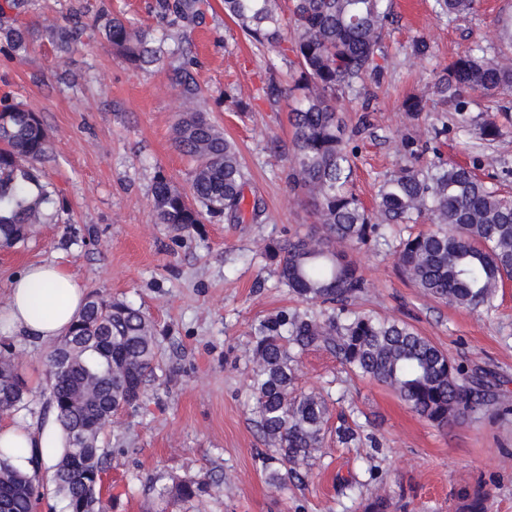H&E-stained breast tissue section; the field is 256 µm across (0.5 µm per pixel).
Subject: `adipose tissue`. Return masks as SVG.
<instances>
[{"label": "adipose tissue", "mask_w": 512, "mask_h": 512, "mask_svg": "<svg viewBox=\"0 0 512 512\" xmlns=\"http://www.w3.org/2000/svg\"><path fill=\"white\" fill-rule=\"evenodd\" d=\"M85 302L84 290L63 266L55 262L29 265L9 288V303L0 310V328L41 342L63 336ZM64 446L60 429L52 423L0 425V447L8 449L12 464L28 469L33 449H40L46 464H54Z\"/></svg>", "instance_id": "adipose-tissue-1"}]
</instances>
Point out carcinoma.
<instances>
[{
  "mask_svg": "<svg viewBox=\"0 0 512 512\" xmlns=\"http://www.w3.org/2000/svg\"><path fill=\"white\" fill-rule=\"evenodd\" d=\"M282 0H224V14L246 39L279 55L292 54L295 72L286 87L271 82L264 94L291 101V148L284 169L288 185L309 206L311 230L266 246L279 276L306 302L336 306L319 320L305 314H280L259 324L253 346L255 369L251 395L264 438L277 449L279 466L269 482L280 487L323 446L331 411L326 399L298 388L299 355L323 347L352 371L390 388L416 414L445 427L496 401L484 378L456 365L429 338L404 322L348 313L346 303L365 288L348 249L380 235L384 224L432 227L400 242L395 261L403 277L426 296L451 306L489 311L498 290L512 281V197L475 170L442 157L440 144L448 125L433 129V146L402 143L408 162L380 185L375 207L367 208L353 192L354 150L348 149L340 116L352 93L360 111L371 109L364 82L381 71L378 58L391 16L390 0H292L284 17ZM202 0H156L160 22L199 18ZM479 0H433L432 10L450 21L478 10ZM105 44L126 63L145 69L161 61L162 48L148 31L124 16L102 9L92 17ZM86 22L72 15L45 26L60 52L69 51ZM506 49L480 45L463 50L448 67L434 73L435 93L466 109V92L485 95L512 90V23L501 25ZM0 41L19 56L29 53L27 24H0ZM175 84L185 112L175 124V148L195 163L189 192L158 174L152 188L157 219L176 230L210 218L242 219L247 185L236 145L224 137L200 109L201 90L180 73ZM476 138L503 135L495 115L475 127ZM432 151L434 159L419 165ZM53 156V142L39 116L0 98V246L12 247L46 224L59 200L37 165ZM193 197L194 203L188 202ZM17 355L0 350V413H37L20 381ZM46 412L62 430L65 446L53 466V491L67 512H106L101 487L107 449L100 435L119 411L138 404L156 379L157 342L153 321L123 301L88 296L49 359ZM33 471L14 468L0 448V512H38L45 498ZM204 478L157 488L168 501H190L208 492ZM489 493L483 484L458 492L461 512H485Z\"/></svg>",
  "mask_w": 512,
  "mask_h": 512,
  "instance_id": "carcinoma-1",
  "label": "carcinoma"
}]
</instances>
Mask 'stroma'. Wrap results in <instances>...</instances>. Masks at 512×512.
Masks as SVG:
<instances>
[{
	"mask_svg": "<svg viewBox=\"0 0 512 512\" xmlns=\"http://www.w3.org/2000/svg\"><path fill=\"white\" fill-rule=\"evenodd\" d=\"M201 22L160 23L155 0H30L25 22L34 24L29 54L18 58L0 43V95L37 112L54 154L45 180L66 202L53 221L30 237L0 247V306L11 278L35 262H55L87 294L140 307L155 324L157 378L140 402L120 411L101 436L109 451L103 476L109 512H363L378 496L390 512H460V488L484 483L487 512H512V415L496 406L463 422L438 427L413 413L389 388L353 374L323 348L299 358L298 384L322 394L333 415L354 420L359 441L348 445L328 432L325 444L300 467L287 488L267 481L275 450L251 410L255 330L283 312L319 314L280 279L266 246L305 232L313 218L286 183L282 151L292 138L288 100L269 101L262 89L288 81V63L257 49L225 16L222 0H204ZM122 12L139 28L181 43L188 72L205 92L204 110L232 140L248 174L247 201H260L261 220L212 221L176 231L159 223L152 205L157 175L188 189L193 162L174 146L182 110L166 59L142 70L106 48L94 28L59 54L45 24L62 16ZM393 20L381 44L384 69L369 79L372 110L355 105L342 114L356 145L353 182L373 205L382 181L405 163L401 140L425 142L444 125L445 159L479 157L481 173L512 171V94H467L469 106L437 96L435 71L463 49L494 46L499 21L512 18V0H481L475 14L453 21L432 11V0H393ZM426 38L430 58L411 54ZM427 103L408 115L406 98ZM494 113L509 133L475 139L471 121ZM426 221L388 224L383 236L353 250L366 282L349 310L403 321L431 339L465 370L486 373L499 400L512 404V281L500 288L492 311L454 307L422 295L398 271L400 237L428 230ZM15 346L18 372L33 396L45 394L51 344L0 335ZM208 476V493L182 503L157 497L153 484Z\"/></svg>",
	"mask_w": 512,
	"mask_h": 512,
	"instance_id": "stroma-1",
	"label": "stroma"
}]
</instances>
